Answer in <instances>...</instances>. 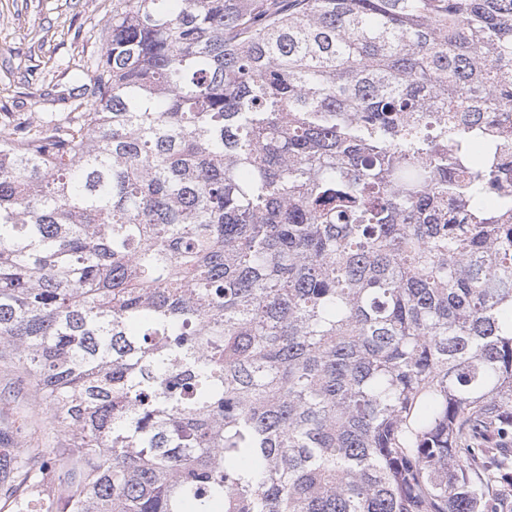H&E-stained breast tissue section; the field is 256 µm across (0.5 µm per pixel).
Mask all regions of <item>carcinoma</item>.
Here are the masks:
<instances>
[{"instance_id":"obj_1","label":"carcinoma","mask_w":512,"mask_h":512,"mask_svg":"<svg viewBox=\"0 0 512 512\" xmlns=\"http://www.w3.org/2000/svg\"><path fill=\"white\" fill-rule=\"evenodd\" d=\"M0 130L14 512H481L512 465V0H119ZM59 441L49 415L29 397L19 392L15 401L0 404V448H58Z\"/></svg>"}]
</instances>
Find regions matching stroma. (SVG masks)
<instances>
[{
    "label": "stroma",
    "instance_id": "1",
    "mask_svg": "<svg viewBox=\"0 0 512 512\" xmlns=\"http://www.w3.org/2000/svg\"><path fill=\"white\" fill-rule=\"evenodd\" d=\"M112 20V0H0V125L65 112L90 83ZM48 415L17 395L0 404V448H53Z\"/></svg>",
    "mask_w": 512,
    "mask_h": 512
}]
</instances>
